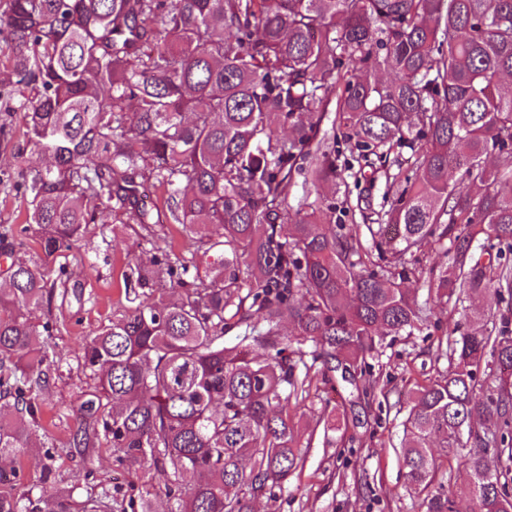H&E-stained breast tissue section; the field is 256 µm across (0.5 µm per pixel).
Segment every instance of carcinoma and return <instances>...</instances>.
Wrapping results in <instances>:
<instances>
[{
  "label": "carcinoma",
  "mask_w": 512,
  "mask_h": 512,
  "mask_svg": "<svg viewBox=\"0 0 512 512\" xmlns=\"http://www.w3.org/2000/svg\"><path fill=\"white\" fill-rule=\"evenodd\" d=\"M0 40L22 143L48 159L19 172L43 258L12 262L0 288V512H41L20 465L56 366V324L33 317L54 298L51 260L117 204L151 258L127 261L124 301L80 346L91 384L70 446L106 443L135 482L81 501L55 486L46 512H155L158 497L167 512H254L303 466L290 406L310 395L306 358L364 400L383 337L440 323L405 279L441 299L512 297V267L474 246L512 244V168L487 164L512 150V0H0ZM332 104L360 159L416 147L367 227L375 257L323 198L289 202L296 174L343 180L320 136ZM146 185L161 190L150 209ZM166 224L185 254L171 257ZM445 240L448 266L418 267L414 252ZM438 346L452 369L408 394L407 486L453 512L438 481L453 454L471 512H512V394L484 386L512 376V338Z\"/></svg>",
  "instance_id": "carcinoma-1"
}]
</instances>
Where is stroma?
<instances>
[{"label": "stroma", "mask_w": 512, "mask_h": 512, "mask_svg": "<svg viewBox=\"0 0 512 512\" xmlns=\"http://www.w3.org/2000/svg\"><path fill=\"white\" fill-rule=\"evenodd\" d=\"M22 115L0 112V284L7 276L6 245H13L18 258L38 260L41 250L35 231L26 227L28 198L17 187L20 168L37 163V156L18 154ZM386 191L383 174L373 183H360L358 194H348L337 185L331 200L336 204V221L344 227L360 223L359 205L379 209ZM137 238L123 225H89L78 247L62 252L54 262L69 276L64 292L54 295L50 310L38 311L37 319L56 321L53 341L61 360L51 383L41 396L39 422L57 443H66L77 428L75 412L88 391V379L73 350L112 316L119 294V271L128 256L140 254ZM419 302L434 308L438 318L453 319L460 332L503 331L512 336V305L497 301L494 294L465 299L457 312L448 313L444 301L422 288L417 279L404 283ZM441 336L434 328H422L410 336L386 337L369 365L381 391L363 408L369 414L365 425L352 423L347 385L341 379L318 385L309 400L295 409L299 450L304 466L278 491L275 498L262 499L255 512H423L421 498L407 490L396 450L403 436L407 414L406 392L437 373L447 372L448 361L437 356ZM335 413L340 424L324 432L323 415ZM52 469L72 487L75 499L93 492L94 481L85 478L94 470L105 484L127 488L131 470L112 463L109 448L81 455L48 458L44 452L24 458L25 487L32 496L45 488L44 469Z\"/></svg>", "instance_id": "stroma-1"}]
</instances>
